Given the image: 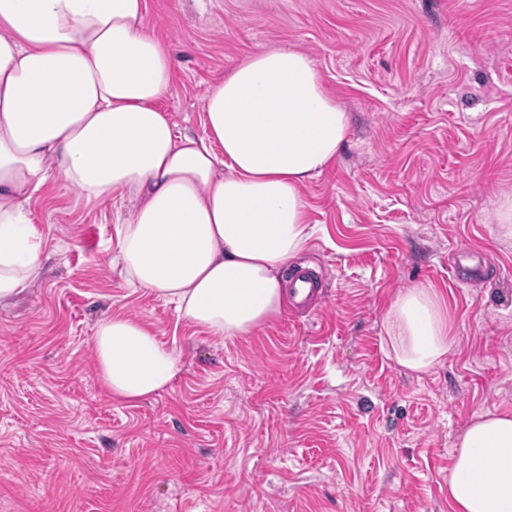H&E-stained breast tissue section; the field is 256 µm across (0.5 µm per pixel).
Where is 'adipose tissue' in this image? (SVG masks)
<instances>
[{"label":"adipose tissue","instance_id":"1","mask_svg":"<svg viewBox=\"0 0 512 512\" xmlns=\"http://www.w3.org/2000/svg\"><path fill=\"white\" fill-rule=\"evenodd\" d=\"M145 0H0V303L46 260L28 205L51 174L90 202L128 198L115 259L134 287L175 303L212 336H242L283 308V270L313 234L302 189L331 166L349 131L312 59L261 49L210 86L206 134L175 131L168 47L144 28ZM387 346L425 373L453 347L448 306L431 284L397 294ZM98 376L134 402L177 377L174 350L123 315L95 330ZM451 512H512V411L459 433Z\"/></svg>","mask_w":512,"mask_h":512}]
</instances>
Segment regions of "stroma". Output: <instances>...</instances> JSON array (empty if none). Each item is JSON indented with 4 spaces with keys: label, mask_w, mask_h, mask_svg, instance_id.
<instances>
[{
    "label": "stroma",
    "mask_w": 512,
    "mask_h": 512,
    "mask_svg": "<svg viewBox=\"0 0 512 512\" xmlns=\"http://www.w3.org/2000/svg\"><path fill=\"white\" fill-rule=\"evenodd\" d=\"M176 78L160 105L205 135L203 98L248 54H308L348 114L303 188L297 259L325 290L245 336H210L111 262L131 202L56 185L30 203L49 259L0 306V512H450L453 442L512 409V0H146ZM431 283L454 346L400 367L385 314ZM137 319L181 371L139 402L96 375L94 333Z\"/></svg>",
    "instance_id": "stroma-1"
}]
</instances>
